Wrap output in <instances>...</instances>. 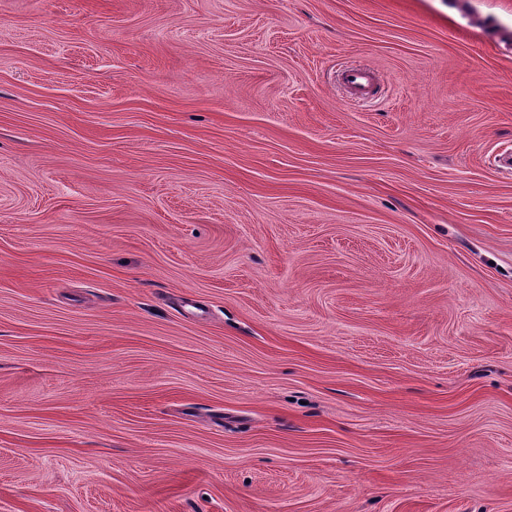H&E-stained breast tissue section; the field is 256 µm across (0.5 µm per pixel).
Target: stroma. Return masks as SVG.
<instances>
[{
  "label": "stroma",
  "instance_id": "35a3bbf8",
  "mask_svg": "<svg viewBox=\"0 0 512 512\" xmlns=\"http://www.w3.org/2000/svg\"><path fill=\"white\" fill-rule=\"evenodd\" d=\"M0 512H512V0H0ZM342 77L346 85L360 97L371 95L374 84L369 70L365 68H346L342 71Z\"/></svg>",
  "mask_w": 512,
  "mask_h": 512
}]
</instances>
